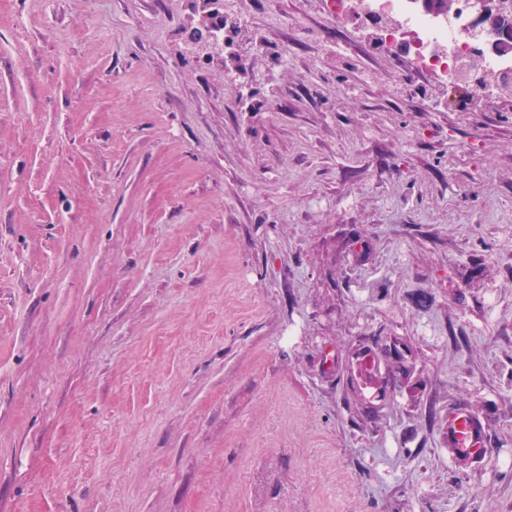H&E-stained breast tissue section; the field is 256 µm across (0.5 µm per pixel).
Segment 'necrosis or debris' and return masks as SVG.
<instances>
[{
  "instance_id": "1",
  "label": "necrosis or debris",
  "mask_w": 512,
  "mask_h": 512,
  "mask_svg": "<svg viewBox=\"0 0 512 512\" xmlns=\"http://www.w3.org/2000/svg\"><path fill=\"white\" fill-rule=\"evenodd\" d=\"M326 3L331 20L356 18L369 44L406 56L413 73L429 75L440 91L455 90L463 106H476L477 101L455 69L459 57H474L483 70L497 76L512 73V54H497L459 37L460 29L475 21L479 0H455L446 15L416 11L410 0H366L362 8L357 0Z\"/></svg>"
}]
</instances>
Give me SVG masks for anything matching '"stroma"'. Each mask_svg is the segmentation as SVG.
I'll return each mask as SVG.
<instances>
[{
  "label": "stroma",
  "mask_w": 512,
  "mask_h": 512,
  "mask_svg": "<svg viewBox=\"0 0 512 512\" xmlns=\"http://www.w3.org/2000/svg\"><path fill=\"white\" fill-rule=\"evenodd\" d=\"M199 3L0 0V512H512V104ZM230 1L234 7V13L243 17L240 10V3L243 0ZM202 2V15H200L197 26L194 28L196 30L197 37L192 42L195 58H202L205 61L221 60L222 62L224 61V64L230 61L235 67V70H242V68L237 65L238 58L242 53H247L248 56L252 59L264 57L263 53L252 50L251 46H249L248 49L241 51L240 53L236 51L232 55L228 56L227 52H225L226 48L224 39H226L231 31L243 23V19L236 17V15L229 9L226 10L224 8V17L219 10L215 11L217 24L224 32V38L220 40L217 34H215L216 26L213 23V13L211 10L207 9V6L210 4V0H203ZM224 53H226V55ZM448 448L457 456H471L481 449L482 433L479 421L465 413H452L448 416Z\"/></svg>",
  "instance_id": "obj_1"
}]
</instances>
